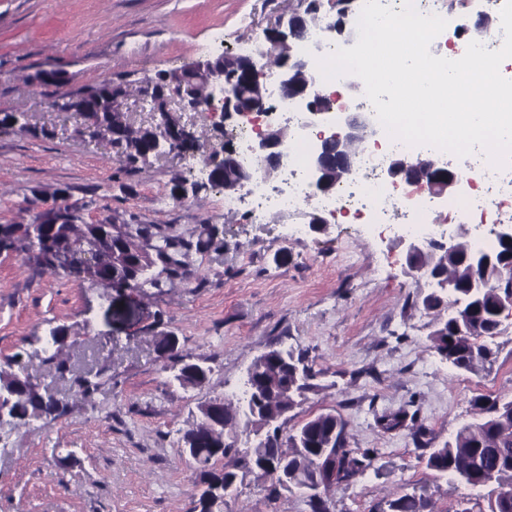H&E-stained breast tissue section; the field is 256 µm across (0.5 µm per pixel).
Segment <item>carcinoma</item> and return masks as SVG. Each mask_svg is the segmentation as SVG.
<instances>
[{
	"label": "carcinoma",
	"instance_id": "1",
	"mask_svg": "<svg viewBox=\"0 0 512 512\" xmlns=\"http://www.w3.org/2000/svg\"><path fill=\"white\" fill-rule=\"evenodd\" d=\"M198 64L177 71H161L148 79L146 90L155 100L168 103L170 81L180 77L194 83L197 96L204 86L196 81ZM126 88L112 81L102 82L83 91L89 112L85 118L101 138L124 148L121 164L128 170L138 168L154 155L151 132L132 126L120 109ZM85 205L73 202L51 209L53 221H41L43 214L33 216L27 224H0V253H16L24 261L43 271L63 270L104 288L134 283L140 288H158L161 278L169 280L185 275L184 258L195 248H209L217 240L216 230L206 238L192 242L172 235L158 224H115L110 220L88 222ZM475 250L459 241L454 255L426 254L416 259L419 269L454 284L464 292L474 280L495 279L493 271L472 269L465 256ZM421 304L434 314L436 324L430 334L431 348L446 353L448 365L458 371L471 372L475 365L490 360L494 351L485 342L501 333L498 314L499 298L492 288L484 289L467 308L450 310L447 296L429 293L420 297ZM305 356L286 352V361H265L255 370L253 380L262 392L255 411H240L227 400H207L199 406L200 424L184 433V447L193 449V460L202 472V489L194 496L193 512H224L215 506L224 489V478L242 472L276 483L275 472L282 461L301 480L314 478L318 470L316 449H336V475L326 479L323 491L349 483L372 464L369 453L357 454L349 447L346 421L331 412L320 413L288 433L265 430L268 422L283 418L307 398L315 388L311 382L295 383L293 366ZM8 369L0 370V413L17 425L36 418L60 415L65 405L38 392L30 376L21 373L18 356L6 360ZM172 380L182 387H201L209 380L210 368L205 363L182 356H172ZM241 425L254 432L250 452L234 459L232 466L223 460L234 451V443L224 438L234 435ZM426 468L440 477L463 482L472 487L493 486L488 499V512H512V499L504 502L498 496L503 487L512 488V398L497 396L480 398L479 416L463 425L455 437L425 455ZM391 503L397 512H430L429 498L424 493L400 495Z\"/></svg>",
	"mask_w": 512,
	"mask_h": 512
}]
</instances>
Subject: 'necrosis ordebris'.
Listing matches in <instances>:
<instances>
[{"label":"necrosis or debris","mask_w":512,"mask_h":512,"mask_svg":"<svg viewBox=\"0 0 512 512\" xmlns=\"http://www.w3.org/2000/svg\"><path fill=\"white\" fill-rule=\"evenodd\" d=\"M268 95L280 112L288 116V159L280 186L270 184L262 162L248 152L251 126H243L236 133L241 157L253 172L249 194L256 221L265 222L269 216L294 211L312 200L322 210L351 213L364 224L388 223L391 214L401 210L407 217L402 226L404 232L425 236L449 232V225L427 220L426 215L433 208L431 197L407 185L392 184L386 178L390 150L386 144L363 148L347 180L338 184L330 195L314 196L307 162L316 133L306 126L304 113L283 100L277 80H270ZM448 208L476 216L484 225L495 224L505 216L512 218V159L500 168L485 162L471 169L466 189L459 196L449 198Z\"/></svg>","instance_id":"obj_1"}]
</instances>
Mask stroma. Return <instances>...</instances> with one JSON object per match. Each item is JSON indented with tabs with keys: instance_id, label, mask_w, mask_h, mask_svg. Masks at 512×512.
I'll return each instance as SVG.
<instances>
[{
	"instance_id": "stroma-1",
	"label": "stroma",
	"mask_w": 512,
	"mask_h": 512,
	"mask_svg": "<svg viewBox=\"0 0 512 512\" xmlns=\"http://www.w3.org/2000/svg\"><path fill=\"white\" fill-rule=\"evenodd\" d=\"M297 0H0V113L22 112L30 131L0 129V224H23L67 189L89 221L159 224L187 239L217 228L221 245L191 250L187 275L158 288L105 289L64 271L44 272L0 255V363L17 355L43 396L64 403L54 418L0 423V512H191L202 480L182 436L200 402L235 397L248 367L270 348L303 354L317 389L289 426L332 411L351 447L375 452L362 476L324 496L327 512H382L398 494L425 490L433 512H486L487 488L436 477L428 447L477 417L476 399L512 397V316L490 339L491 363L452 369L432 349L434 316L417 304L424 276H403L399 229L377 233L346 213L313 204L253 223L248 207L223 208L224 190L201 201L170 199L175 180L199 173L201 151L225 139L212 118L180 100L170 108L200 138V152L165 153L132 173L120 147L97 137L55 100L109 78L123 83L134 126L158 116L142 88L161 70L238 54ZM58 70L60 85L38 72ZM319 230H310L313 217ZM305 233H295L296 225ZM69 327L62 356L97 377L89 397L47 363L48 325ZM205 361L200 388L173 382L159 347ZM406 412L387 432L377 417ZM224 512H311L298 492H272L247 474Z\"/></svg>"
}]
</instances>
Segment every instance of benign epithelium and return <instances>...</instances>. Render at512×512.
Wrapping results in <instances>:
<instances>
[{
    "label": "benign epithelium",
    "mask_w": 512,
    "mask_h": 512,
    "mask_svg": "<svg viewBox=\"0 0 512 512\" xmlns=\"http://www.w3.org/2000/svg\"><path fill=\"white\" fill-rule=\"evenodd\" d=\"M331 21L326 25L330 32L341 37L342 46L351 47L358 38L355 16L359 11L360 0H328ZM278 35L274 40L264 39V47L252 55H236L221 65L207 59L200 62L199 80L206 85L207 96L204 101H195L177 81L171 84V93L179 96L187 106L198 112H221L225 119L237 117L241 120L251 118L256 113H273L277 108L270 102L265 84L266 73L275 71L285 98L296 101L307 113L308 125L312 127H336V131L319 134V143L313 149L308 161V176L311 183L323 195L334 190L331 184L333 174L328 161H340L351 165V157L344 149L357 140L377 141L381 129L373 112H335L333 99L320 93L315 77V63L324 51L319 41L308 42L305 34L307 24L304 17L294 13L288 18H280L274 25ZM160 116L155 125L154 150L158 153L173 148L167 129L181 124L179 118L168 108L154 107ZM288 136L276 124L266 128H256V135L250 143V151L267 163L268 172L278 173L286 162V144ZM419 174L406 178L401 167L406 160L395 159L388 167L389 179L394 184L406 183L419 187L436 199L445 200L458 192L461 175L446 159L425 154L417 158ZM230 171V181L225 190L233 193L245 191L251 182L252 174L237 158V150L231 153L214 151L206 156L204 167L196 184L190 190L198 189L224 176ZM400 242L405 245L406 257L425 253H453L456 236L450 234L440 238L402 236ZM495 287L502 294L500 312L512 311V266L498 270Z\"/></svg>",
    "instance_id": "7a95c632"
}]
</instances>
